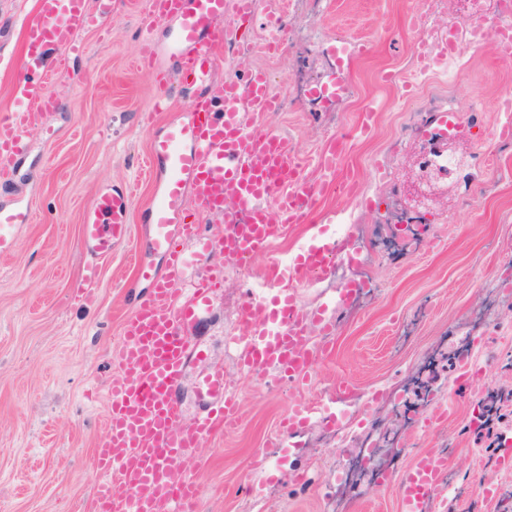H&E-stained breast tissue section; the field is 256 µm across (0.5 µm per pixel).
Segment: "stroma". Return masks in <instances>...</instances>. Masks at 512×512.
<instances>
[{"instance_id":"35a3bbf8","label":"stroma","mask_w":512,"mask_h":512,"mask_svg":"<svg viewBox=\"0 0 512 512\" xmlns=\"http://www.w3.org/2000/svg\"><path fill=\"white\" fill-rule=\"evenodd\" d=\"M148 0H115L112 19L87 27L66 59L63 77L49 92L54 112L37 115L26 148L14 155L9 177H0V204H30L32 218L0 256V512H94L101 479L94 456L106 437L109 387L121 371L124 323L147 290L134 265L145 258L164 271L162 256L141 252L154 187L145 170L152 139L171 120L189 118L192 94H173L170 108L141 121L157 93L152 75L133 67L144 42L162 45L163 24L145 26ZM37 0H0V121L15 108L11 88L25 52L24 19ZM422 0H307L302 12L281 14L274 0H255L247 20L227 14L220 26L235 41L233 68L242 77L256 69L270 76L279 111L247 114L250 126L291 137L304 182L322 193L321 213L340 211L352 226L363 263H338L318 283L300 289L301 307L315 312L343 283H368L361 299L339 316L332 351L316 357L311 379L298 388L274 372L238 370L224 338L238 332L246 288L257 285L270 259L287 260L307 239L302 224L279 228L270 251L257 257L243 278L222 256L223 285L211 307L187 328L191 344L206 350L191 361L177 392L183 420L202 404L196 387L203 374L223 370L239 397L240 418L218 428L183 461L179 475L200 489L196 512H327L330 474L343 449L326 440L323 408L333 406L338 384L349 399L377 395L372 420L346 425L348 435L376 430L397 437L404 454L383 480L350 497L346 512H397L396 483L421 448L445 449L441 512H512V471L498 463L488 422L461 365L448 363V345L466 330L468 349L498 400L502 421H512V140L472 142L452 150L464 156L442 185H432L428 205L411 197L424 181L421 105L448 91L471 125L492 129L494 99L512 87V66L489 49L468 53L457 78L440 72L418 84L409 78L420 31ZM280 51H269L276 39ZM366 42V55L339 62L342 42ZM344 67L350 92L339 104L313 98V87L335 81ZM485 105L471 107L473 95ZM378 113L370 130L343 152L334 181L317 159L350 130L368 104ZM493 166H483L480 153ZM132 182L131 236L111 259L92 262L80 241L81 217L98 190ZM97 277L85 282L86 267ZM425 375L446 406L430 423L405 422L389 404L400 388L424 397L416 386ZM315 411L293 445H278L276 430L295 407ZM483 480L491 498L475 494Z\"/></svg>"}]
</instances>
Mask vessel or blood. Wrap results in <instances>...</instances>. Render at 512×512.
Wrapping results in <instances>:
<instances>
[{"instance_id":"b4317fda","label":"vessel or blood","mask_w":512,"mask_h":512,"mask_svg":"<svg viewBox=\"0 0 512 512\" xmlns=\"http://www.w3.org/2000/svg\"><path fill=\"white\" fill-rule=\"evenodd\" d=\"M226 0H150L148 23H168L165 46L146 45L142 59L155 74L159 92L152 109H168L170 85L195 96V112L166 124L150 146L149 172L154 176V201L148 211L146 252L165 255V275L151 264L137 262V276L149 280L126 320L121 344L122 373L110 390L109 436L96 462L105 481L98 486L95 512H194L199 490L176 473L186 453L216 426H233L238 407L223 372L203 376L197 387L207 409L189 424H181L175 398L190 357L204 351L186 339V327L209 309L221 272L198 281L188 300H181L174 283L189 258L184 241L195 242L198 258L220 252L227 263L251 266L264 254L278 226L306 224L310 234L288 262L271 260L265 293L247 292L241 305L240 332L226 337L241 368L271 369L290 382L309 377L316 356L327 354L334 331V312L345 309L361 287L351 280L337 288L314 315L297 301V289L327 276L335 262H349L360 253L353 232L330 237L315 225L321 193L301 183L295 147L288 136L251 129L246 113L270 112L278 102L262 70L246 81L214 74L226 57L227 40L219 33ZM112 18V0H98L88 11L85 0H37L25 21L29 49L20 61L21 77L12 87L17 105L11 122L0 124V165L26 147L27 129L36 112L54 108L47 91L50 78L61 76L63 50L74 48L79 30ZM174 68H166L162 59ZM460 113L432 110L421 124L424 135L447 142L449 133L464 130ZM130 190L107 186L96 194L82 215L81 243L95 260L111 257L130 235ZM196 213L224 221L222 235H203L191 217ZM29 206H0V255L14 246L17 225L29 222ZM306 407L295 408L279 428V439L296 437L308 423ZM446 478L434 450L416 452L397 481L399 512H436Z\"/></svg>"}]
</instances>
